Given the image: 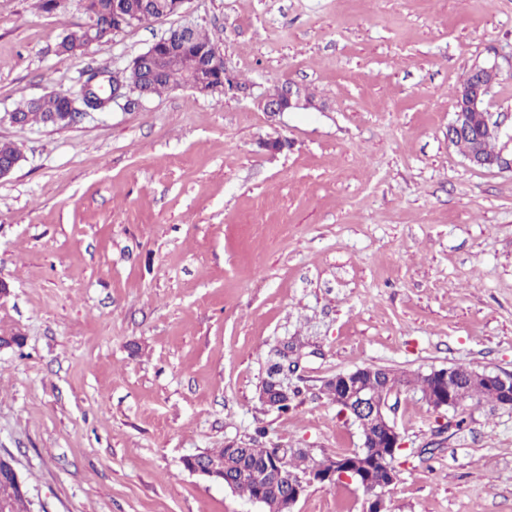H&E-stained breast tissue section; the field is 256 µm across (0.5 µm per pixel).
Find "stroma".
<instances>
[{"label":"stroma","instance_id":"stroma-1","mask_svg":"<svg viewBox=\"0 0 512 512\" xmlns=\"http://www.w3.org/2000/svg\"><path fill=\"white\" fill-rule=\"evenodd\" d=\"M0 0V456L31 512H264L187 471L215 448H360L328 378L465 364L512 374V170L448 142L456 90L498 61L512 113V0H187L89 45V17ZM216 37L245 93L166 90L77 124L12 112L123 69L168 29ZM295 81L323 112L272 116ZM283 136L279 153L262 150ZM288 411L260 397L285 345ZM387 512H512V409L468 402L461 429L402 387ZM356 484H311L294 512H362Z\"/></svg>","mask_w":512,"mask_h":512}]
</instances>
